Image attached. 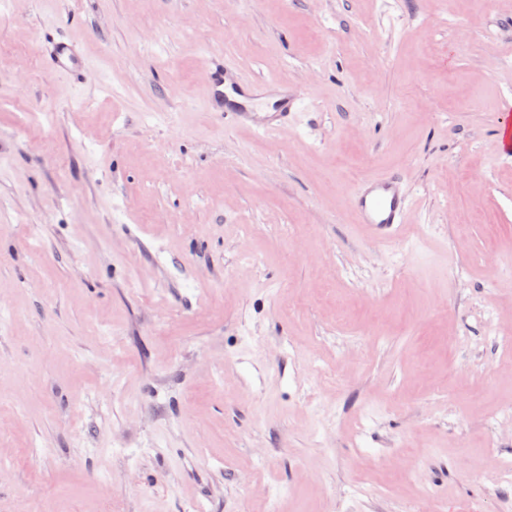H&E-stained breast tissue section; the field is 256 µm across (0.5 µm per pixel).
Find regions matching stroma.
<instances>
[{
  "label": "stroma",
  "mask_w": 512,
  "mask_h": 512,
  "mask_svg": "<svg viewBox=\"0 0 512 512\" xmlns=\"http://www.w3.org/2000/svg\"><path fill=\"white\" fill-rule=\"evenodd\" d=\"M212 57L288 128L215 119ZM506 127L512 0L0 4V512H512ZM45 61L47 67L67 84L82 81L87 68L86 59L78 44L71 39L46 38ZM404 181L403 172H382L358 182L349 197L355 223L377 237H386L395 226L406 224L410 207Z\"/></svg>",
  "instance_id": "1"
}]
</instances>
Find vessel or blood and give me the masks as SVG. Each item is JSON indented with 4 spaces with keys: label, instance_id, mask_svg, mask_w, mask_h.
<instances>
[{
    "label": "vessel or blood",
    "instance_id": "vessel-or-blood-1",
    "mask_svg": "<svg viewBox=\"0 0 512 512\" xmlns=\"http://www.w3.org/2000/svg\"><path fill=\"white\" fill-rule=\"evenodd\" d=\"M46 43L47 67L66 83L81 82L87 63L78 44L52 36ZM207 68L209 98L216 116L225 124L268 135L287 126L298 108L287 86L272 80H244L222 61L209 62ZM404 181V173L382 172L358 182L349 197L356 223L378 237L388 236L397 225L406 223L410 207Z\"/></svg>",
    "mask_w": 512,
    "mask_h": 512
}]
</instances>
